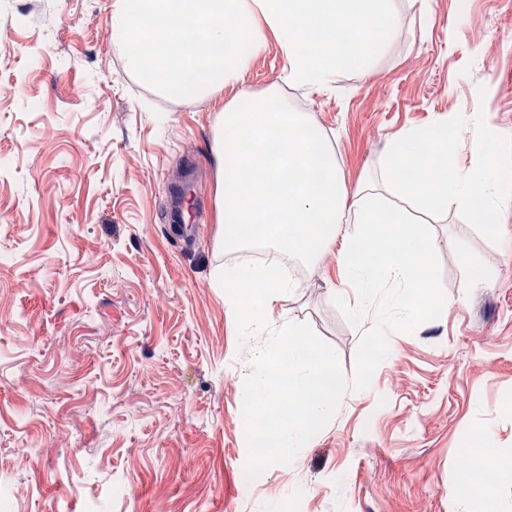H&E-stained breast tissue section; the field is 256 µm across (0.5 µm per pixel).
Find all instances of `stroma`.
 <instances>
[{"label": "stroma", "instance_id": "35a3bbf8", "mask_svg": "<svg viewBox=\"0 0 512 512\" xmlns=\"http://www.w3.org/2000/svg\"><path fill=\"white\" fill-rule=\"evenodd\" d=\"M114 2L0 0V455L23 437L38 459L1 476L0 512H478L456 493L463 459L484 439L512 451V206L496 241L455 211L431 225L441 316L390 334L370 386L346 391L292 465L251 480L241 385L255 344L239 343L212 277L227 262L214 137L230 100L281 95L351 188L407 126L478 112L512 138V0H393L382 53L332 88L289 85L271 38L236 87L186 98L126 70ZM187 180L203 217L191 239L171 206ZM341 294L355 304L334 248L272 320L308 323L350 376L361 334Z\"/></svg>", "mask_w": 512, "mask_h": 512}]
</instances>
